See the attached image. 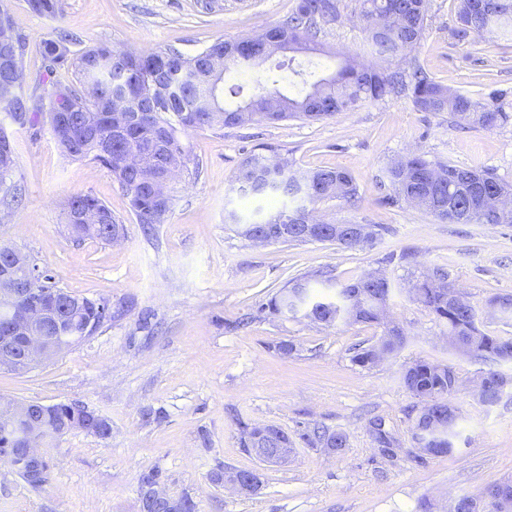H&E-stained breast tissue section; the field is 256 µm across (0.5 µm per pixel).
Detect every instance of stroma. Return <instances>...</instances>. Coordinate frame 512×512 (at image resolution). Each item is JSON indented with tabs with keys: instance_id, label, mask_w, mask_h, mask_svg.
<instances>
[{
	"instance_id": "obj_1",
	"label": "stroma",
	"mask_w": 512,
	"mask_h": 512,
	"mask_svg": "<svg viewBox=\"0 0 512 512\" xmlns=\"http://www.w3.org/2000/svg\"><path fill=\"white\" fill-rule=\"evenodd\" d=\"M26 38L21 92L32 96L43 71L40 43L63 29L81 46L108 42L134 51L185 53L219 40L253 36L284 19L296 0H64L57 19L32 13L25 0H4ZM458 0H428L426 29L411 58L435 81L476 99L496 93L512 114V35L499 31L459 43L451 36ZM362 0H340V18L325 27L317 75L345 57L366 64ZM15 146L21 200L0 219V245L24 251L54 284L112 307L92 336L45 366L0 371V396L52 405L78 402L105 419L108 438L74 430L45 450L49 481L28 487L0 459V512H141L144 474L159 472L170 496L189 495L197 512H449L461 497L483 498L512 478V385L492 406L474 387L485 363L454 355L445 327L409 288L441 269L475 307L481 328L512 338V319L493 313L489 298L512 295V224H449L387 198V170L417 151L464 168H490L512 183V121L481 128L446 112H422L411 98L365 101L320 122L285 120L221 130H187L182 141L199 175L180 174L165 223L144 233L129 199L109 171L65 158L46 123L19 126L0 112ZM275 151L299 169L340 168L353 178L356 204L317 203L321 219L374 224L370 243L259 245L226 223L256 209L273 211L276 196H243L235 176L244 159ZM105 202L124 224L115 243L75 240L63 220L74 195ZM381 270L391 285L387 316L406 344L366 370L351 361L382 326L325 327L303 317L271 315L265 305L306 277L326 293L329 274L343 284ZM294 346L283 354L281 343ZM417 359L455 367L460 388L451 402L462 437L447 456L416 458L411 410L400 381ZM380 417L398 448L384 452L370 418ZM320 423L347 436L339 450L298 442ZM274 425L295 442L285 465H263L240 444V426ZM259 470L258 493L224 487L225 467Z\"/></svg>"
}]
</instances>
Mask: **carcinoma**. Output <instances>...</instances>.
I'll use <instances>...</instances> for the list:
<instances>
[{"label": "carcinoma", "instance_id": "carcinoma-1", "mask_svg": "<svg viewBox=\"0 0 512 512\" xmlns=\"http://www.w3.org/2000/svg\"><path fill=\"white\" fill-rule=\"evenodd\" d=\"M29 9L39 15L56 18L63 12V0H27ZM427 0H363L360 23L367 34L368 49L382 60H390L412 51L419 42L427 19ZM340 16L339 0H298L292 13L280 23L266 28L251 38L239 58L223 62L216 82L209 83L207 73L213 62L224 58L226 41H218L193 54L177 49L137 53L131 62L124 61L129 50L110 44H99L77 52L71 46L77 39L65 32L54 31L41 42L46 62L45 74L35 98L24 97L11 90L19 107L27 108L26 122L40 120L49 125L57 147L74 160L89 159L106 167L129 197L131 209L139 223L151 229L166 222L173 206V196L162 199L154 194L153 180L138 170L124 166L125 155L139 153L143 168L154 180L169 176L171 167L184 165L185 147L180 132L194 127L222 128L235 126L232 117L255 112L260 120L281 121L288 118L327 119L339 112L353 109L366 100H384L406 95L422 112H449L458 122L490 128L506 123L512 116L495 101H482L452 93L433 81L416 65L389 70L364 66L349 60L335 75L320 77L304 84L294 95L276 90L268 92L250 87L248 71L270 59L265 47L272 40L281 41L285 53L304 52L311 57L321 52L318 40L324 26L333 24ZM512 22V0H458L456 23L452 37L465 42L476 36L475 28L486 26L508 32ZM294 58L269 69L268 81L277 85L284 74L300 71L293 66ZM69 65L78 84H62L53 79L57 68ZM211 97V108L205 109L201 97ZM140 112V123L128 135L112 136V113ZM271 159L253 155L243 161L235 184L254 183L250 196L270 193L286 198L306 196L311 204L334 199L350 203L356 199V187L349 174L338 168L293 170L283 163L285 173L272 187L262 185L264 169ZM16 153L0 150V204L6 207L19 201L21 188L14 179ZM390 185L398 200L412 204L427 214L453 224H512V212L502 213L493 206L497 197H512V184L504 182L493 170L468 169L453 164H433L420 153H411L388 171ZM65 221L70 233L79 239L111 241V230H123L112 210L91 195L71 197L66 206ZM288 224L294 228L288 242L306 243L299 228L302 222L291 221L289 210L282 208L251 222L262 231L265 226ZM319 242H337L349 247L358 245L352 238L336 235V225L320 227ZM301 290L299 307L313 322L333 326L340 321L384 325L378 342L360 348L352 362L370 369L377 365L375 356L383 351L397 354L406 342V334L397 325L385 323L386 297L390 286L386 278L374 272L362 273L351 283L336 288V298L309 294L308 282H296L282 289L267 304L274 315L292 317L289 294ZM450 286L447 273L438 269L418 280L412 288L413 298L428 308L442 322L448 335L463 341L466 350L450 344L451 350L471 359L493 365L483 375L478 399L485 405L496 404L508 380L497 365H512V339L489 335L480 330L474 307L466 300L457 302L448 297ZM56 303L71 299L82 304L75 314L67 316L53 329L57 336L75 338L89 336L110 314L106 301H92L55 290ZM401 380L419 405L414 409L412 430L418 447L428 449L432 456L449 455L456 451L459 436L458 409L448 413V396L458 392L459 376L451 364L416 360L405 366ZM52 431L80 424L91 425L93 433L105 438L110 434L106 420L94 419L79 402L47 406L44 417ZM301 439L308 446L319 441L323 447L340 449L347 445L343 432L313 424L306 427ZM12 455L18 462L16 474L31 488L40 489L48 478L44 467L23 458L19 440L0 433V456ZM159 474L152 472L142 478L141 501L148 512H196L195 502L188 496L155 498L152 486ZM488 508L485 512H512V481H504L487 489Z\"/></svg>", "mask_w": 512, "mask_h": 512}]
</instances>
